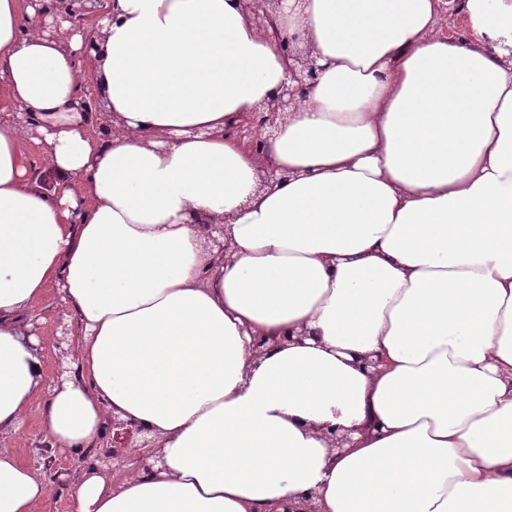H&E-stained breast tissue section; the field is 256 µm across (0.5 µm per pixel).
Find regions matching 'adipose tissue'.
Wrapping results in <instances>:
<instances>
[{
  "label": "adipose tissue",
  "mask_w": 512,
  "mask_h": 512,
  "mask_svg": "<svg viewBox=\"0 0 512 512\" xmlns=\"http://www.w3.org/2000/svg\"><path fill=\"white\" fill-rule=\"evenodd\" d=\"M47 2L0 0V512L52 495L14 445L39 395L50 447L113 413L152 441L71 512H512V0H461L456 37L444 0H107L99 108ZM291 46L314 87L230 136ZM51 291L79 334L50 388Z\"/></svg>",
  "instance_id": "obj_1"
}]
</instances>
